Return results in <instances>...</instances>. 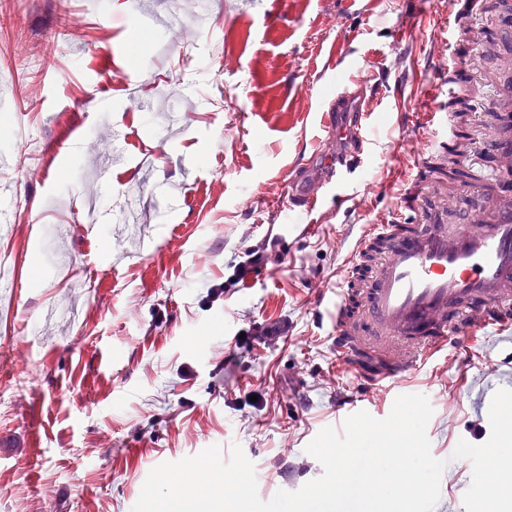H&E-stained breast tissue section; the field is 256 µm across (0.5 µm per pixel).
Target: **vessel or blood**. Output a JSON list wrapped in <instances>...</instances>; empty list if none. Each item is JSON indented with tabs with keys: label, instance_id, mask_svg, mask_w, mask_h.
<instances>
[{
	"label": "vessel or blood",
	"instance_id": "obj_1",
	"mask_svg": "<svg viewBox=\"0 0 512 512\" xmlns=\"http://www.w3.org/2000/svg\"><path fill=\"white\" fill-rule=\"evenodd\" d=\"M502 130L512 129V82L493 90ZM354 124L323 115L337 137L360 140ZM475 188L512 185V169L475 171ZM418 185H409L392 219L366 224L344 269L333 310L337 367L371 388L391 387L419 367L489 330L512 332V198H492L484 216L459 224L424 223ZM323 196L296 186L291 205L314 212Z\"/></svg>",
	"mask_w": 512,
	"mask_h": 512
}]
</instances>
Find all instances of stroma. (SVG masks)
<instances>
[{"label":"stroma","mask_w":512,"mask_h":512,"mask_svg":"<svg viewBox=\"0 0 512 512\" xmlns=\"http://www.w3.org/2000/svg\"><path fill=\"white\" fill-rule=\"evenodd\" d=\"M468 0H0V225L19 252L0 284V512H130L149 472L240 445L262 499L322 473L306 445L342 429L338 406L426 395L431 451L445 460L434 512H466L472 472L450 457L484 443L496 391L512 389V336L449 349L444 363L372 390L337 372L322 296L362 225L392 215L434 169L449 78L499 71L493 29L447 28ZM184 24L171 42L156 17ZM337 56H329L330 48ZM115 61H107L109 52ZM41 59L25 69L26 55ZM112 103L97 111V88ZM363 88L372 114L358 167L312 213L279 211L291 173L335 152L321 114ZM89 113L69 132V116ZM30 144L21 159L13 140ZM113 153L112 182L96 174ZM344 205H337V196ZM485 199L464 177L436 184L429 215L457 222ZM124 241L112 248L100 230ZM316 232L304 236L301 225ZM263 278L205 304L246 247ZM287 337L246 350L251 321ZM252 394L239 402L235 393Z\"/></svg>","instance_id":"obj_1"}]
</instances>
